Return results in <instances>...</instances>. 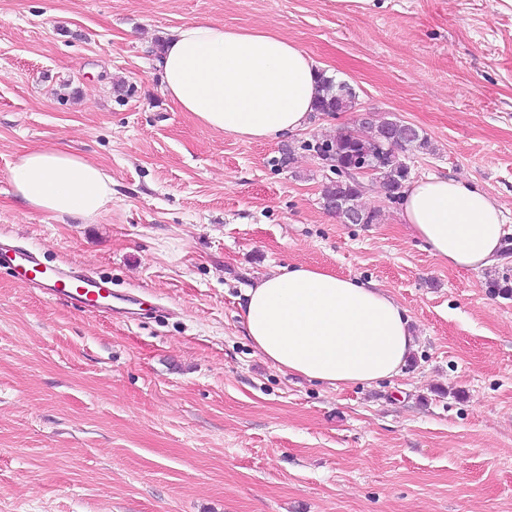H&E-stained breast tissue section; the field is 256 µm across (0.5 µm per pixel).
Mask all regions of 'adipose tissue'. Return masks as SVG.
I'll return each instance as SVG.
<instances>
[{
    "instance_id": "adipose-tissue-1",
    "label": "adipose tissue",
    "mask_w": 512,
    "mask_h": 512,
    "mask_svg": "<svg viewBox=\"0 0 512 512\" xmlns=\"http://www.w3.org/2000/svg\"><path fill=\"white\" fill-rule=\"evenodd\" d=\"M164 94L203 125L249 141L305 129L320 91L315 60L270 29L189 22L165 38ZM10 181L18 199L50 215L95 219L112 202V178L53 146L22 154ZM400 217L449 267L499 260L501 209L468 183L431 175L410 182ZM241 320L254 350L291 375L338 388L397 375L416 348L405 310L383 289L318 267L276 268L247 289Z\"/></svg>"
}]
</instances>
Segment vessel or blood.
Returning a JSON list of instances; mask_svg holds the SVG:
<instances>
[{
  "mask_svg": "<svg viewBox=\"0 0 512 512\" xmlns=\"http://www.w3.org/2000/svg\"><path fill=\"white\" fill-rule=\"evenodd\" d=\"M11 270L18 280L44 284L58 299L85 305L90 294H98L105 285L101 277L87 270L71 271L43 263L29 250L0 247V268Z\"/></svg>",
  "mask_w": 512,
  "mask_h": 512,
  "instance_id": "vessel-or-blood-1",
  "label": "vessel or blood"
}]
</instances>
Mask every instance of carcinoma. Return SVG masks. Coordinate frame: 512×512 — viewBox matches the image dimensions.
<instances>
[{
  "label": "carcinoma",
  "mask_w": 512,
  "mask_h": 512,
  "mask_svg": "<svg viewBox=\"0 0 512 512\" xmlns=\"http://www.w3.org/2000/svg\"><path fill=\"white\" fill-rule=\"evenodd\" d=\"M322 93L315 104V111L336 114L349 112L355 104V93L346 84L336 85L332 80L322 78ZM428 141L419 132L411 131L409 125L381 118L375 124L370 137L352 136L342 132L317 145L332 162L338 164L336 175L339 179L331 182L324 191L323 200H336L341 203H358L362 186L348 174L354 159L376 157L377 173L382 178L384 188L392 199L401 196L403 185L408 178V170L402 160L394 155L396 151L411 148L424 149Z\"/></svg>",
  "instance_id": "1"
}]
</instances>
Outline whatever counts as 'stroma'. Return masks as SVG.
<instances>
[{
	"instance_id": "obj_1",
	"label": "stroma",
	"mask_w": 512,
	"mask_h": 512,
	"mask_svg": "<svg viewBox=\"0 0 512 512\" xmlns=\"http://www.w3.org/2000/svg\"><path fill=\"white\" fill-rule=\"evenodd\" d=\"M0 0V242L112 283L83 312L0 269V512H512V11L499 0ZM207 18L295 41L355 107L254 142L162 92L163 35ZM416 127L411 178L501 207V260L459 270L402 224L379 177L372 224L322 206L308 148L360 113ZM62 145L112 178L99 218L18 201L24 152ZM307 264L374 282L417 348L340 388L256 354L254 281Z\"/></svg>"
}]
</instances>
